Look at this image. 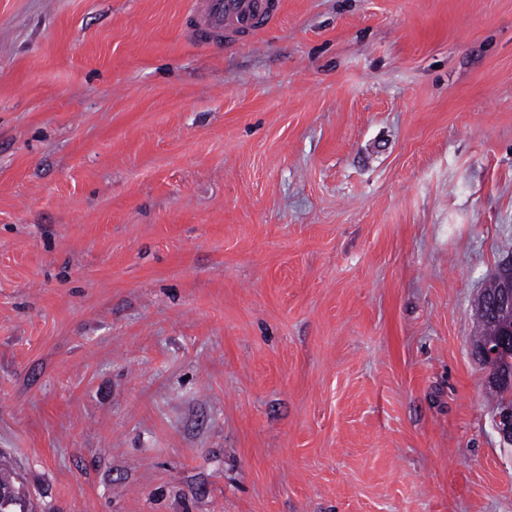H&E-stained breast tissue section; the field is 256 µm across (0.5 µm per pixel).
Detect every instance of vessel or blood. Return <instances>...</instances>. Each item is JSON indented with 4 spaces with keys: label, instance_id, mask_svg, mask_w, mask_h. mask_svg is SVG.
Segmentation results:
<instances>
[{
    "label": "vessel or blood",
    "instance_id": "vessel-or-blood-1",
    "mask_svg": "<svg viewBox=\"0 0 512 512\" xmlns=\"http://www.w3.org/2000/svg\"><path fill=\"white\" fill-rule=\"evenodd\" d=\"M282 0H193L184 18L198 44L256 38L280 16Z\"/></svg>",
    "mask_w": 512,
    "mask_h": 512
}]
</instances>
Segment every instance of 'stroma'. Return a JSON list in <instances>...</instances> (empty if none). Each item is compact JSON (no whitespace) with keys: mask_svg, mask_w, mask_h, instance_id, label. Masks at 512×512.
Returning a JSON list of instances; mask_svg holds the SVG:
<instances>
[{"mask_svg":"<svg viewBox=\"0 0 512 512\" xmlns=\"http://www.w3.org/2000/svg\"><path fill=\"white\" fill-rule=\"evenodd\" d=\"M0 0V457L36 512H512V0ZM281 10L282 0H194L183 23L198 44L255 39ZM495 291L485 290L479 299V313L491 308L505 323L509 334L512 330V277H506L499 281ZM506 345L507 340L505 339L501 346L493 347L491 344H482L476 349L475 356L476 358L481 360L480 363L485 368L487 374V383L490 384V386L496 382L503 380L504 378L510 379L509 373L505 374L499 371L491 363L492 359L503 350L502 346Z\"/></svg>","mask_w":512,"mask_h":512,"instance_id":"obj_1","label":"stroma"}]
</instances>
